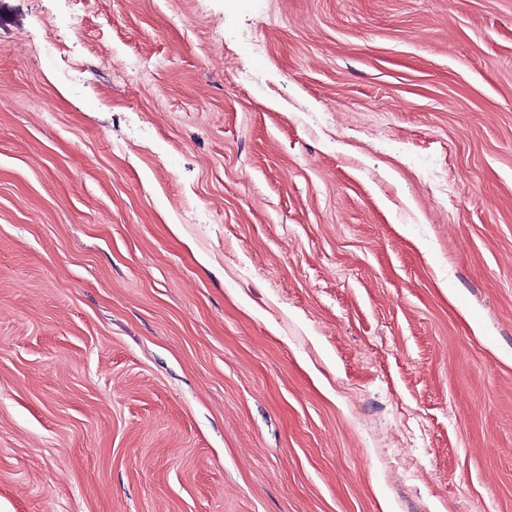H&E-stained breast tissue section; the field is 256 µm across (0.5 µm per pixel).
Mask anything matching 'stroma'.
<instances>
[{
    "label": "stroma",
    "instance_id": "1",
    "mask_svg": "<svg viewBox=\"0 0 512 512\" xmlns=\"http://www.w3.org/2000/svg\"><path fill=\"white\" fill-rule=\"evenodd\" d=\"M0 512H512V0H0Z\"/></svg>",
    "mask_w": 512,
    "mask_h": 512
}]
</instances>
